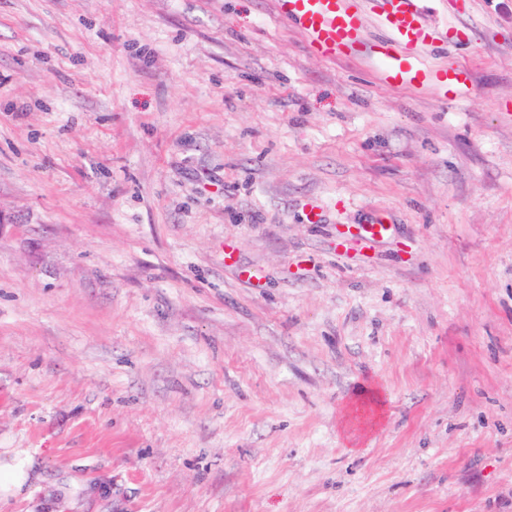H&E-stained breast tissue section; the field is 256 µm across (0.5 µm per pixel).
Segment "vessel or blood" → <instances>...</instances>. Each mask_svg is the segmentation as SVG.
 I'll list each match as a JSON object with an SVG mask.
<instances>
[{
    "instance_id": "vessel-or-blood-1",
    "label": "vessel or blood",
    "mask_w": 512,
    "mask_h": 512,
    "mask_svg": "<svg viewBox=\"0 0 512 512\" xmlns=\"http://www.w3.org/2000/svg\"><path fill=\"white\" fill-rule=\"evenodd\" d=\"M279 14L297 28L309 52L347 56L367 52L386 80L413 86L465 82L464 71L426 64L421 54L435 40L419 7L420 0H373L385 38L368 46L364 0H276Z\"/></svg>"
}]
</instances>
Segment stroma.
I'll list each match as a JSON object with an SVG mask.
<instances>
[{"instance_id":"1","label":"stroma","mask_w":512,"mask_h":512,"mask_svg":"<svg viewBox=\"0 0 512 512\" xmlns=\"http://www.w3.org/2000/svg\"><path fill=\"white\" fill-rule=\"evenodd\" d=\"M421 8L461 92L276 0H0V512H512V0ZM30 461L27 457L15 456L9 461H0V492L16 493L28 483Z\"/></svg>"}]
</instances>
